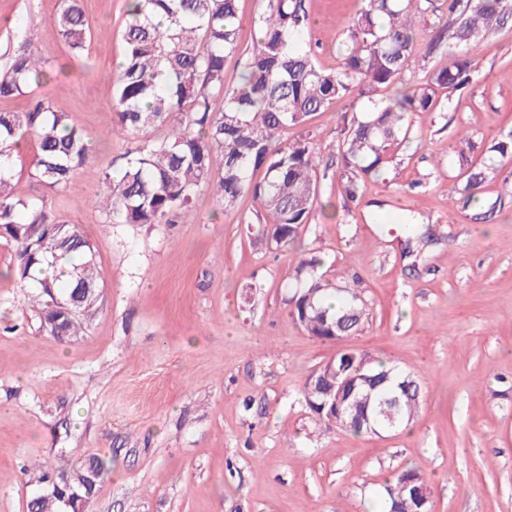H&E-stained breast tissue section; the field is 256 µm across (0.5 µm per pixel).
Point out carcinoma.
Here are the masks:
<instances>
[{
  "label": "carcinoma",
  "mask_w": 512,
  "mask_h": 512,
  "mask_svg": "<svg viewBox=\"0 0 512 512\" xmlns=\"http://www.w3.org/2000/svg\"><path fill=\"white\" fill-rule=\"evenodd\" d=\"M51 23L72 51L71 60L81 61L91 28L79 0H62ZM241 23L237 0L128 3L123 58L108 74L112 133L137 136L139 144L118 175L98 177L94 197L113 223L173 224L202 189L226 208L249 193L264 214L270 248L295 247L319 196L320 148L309 132L284 146L280 133L306 127L314 115L342 101L364 102L362 112L336 113L337 189L351 202L360 200L365 182L381 177L389 156L415 140L408 114L437 111L438 88L451 93L476 81L475 52L489 35L512 25V0H361L337 44L340 62L332 70L299 46L310 27L305 0H272L261 20L263 37L238 83L229 87L224 67L238 51ZM422 25L434 32L426 53L448 50V66L427 70L410 85L405 73L416 57ZM45 78V61L26 44L0 70V99L26 94ZM386 88L396 94L384 101L378 92ZM27 135L37 148L31 178L44 189L34 198L15 195L11 185L15 147ZM90 152L86 132L48 99H33L23 112H0V237L17 246L16 274L36 283L52 302L46 327L69 337L81 334V317L66 313L63 304L78 296L82 313L90 312L98 294L82 289L98 287V280L92 247L75 227L61 224L51 194L87 167ZM260 169L264 177L256 181ZM322 265L319 252H297L286 299L290 314L318 340L355 335L365 322L364 302L349 283L330 287L319 273ZM333 363L338 371L376 380L362 413H334L307 381L301 395L320 422L356 437L372 433L367 420L381 417L380 402L413 380L387 358L368 353L340 351ZM419 409V395L402 398L397 427L412 424ZM91 467L99 478L77 484ZM52 473L71 477L89 503L107 464L92 455L87 463L31 473L29 482L41 490L28 501V512H60L58 498L46 488ZM425 488L424 477L412 468L394 473L384 486L386 512H428Z\"/></svg>",
  "instance_id": "carcinoma-1"
}]
</instances>
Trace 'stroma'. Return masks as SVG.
Returning <instances> with one entry per match:
<instances>
[{
  "mask_svg": "<svg viewBox=\"0 0 512 512\" xmlns=\"http://www.w3.org/2000/svg\"><path fill=\"white\" fill-rule=\"evenodd\" d=\"M270 0H238L235 85ZM59 0H0V67L30 43L61 72L38 89L88 134L89 167L54 195L95 257L100 293L80 336L44 327L40 289L15 274L0 238V512H26L27 472L95 455L110 470L88 512H381L378 491L405 467L428 481L434 512H512V28L476 57L480 81L439 90L414 112L421 142L400 149L358 202L337 190L330 114L317 115L320 196L300 236L334 285L355 281L363 330L308 336L284 299L288 253L270 251L259 207L231 208L209 190L175 224H113L92 202L98 173L116 171L132 139L111 134L106 74L123 52L127 0H83L87 71L50 19ZM305 42L336 68L337 39L360 0H307ZM485 167L480 202L464 206L468 170ZM430 225L406 248L396 219ZM393 360L421 385L410 428L356 437L306 408V377L339 350Z\"/></svg>",
  "mask_w": 512,
  "mask_h": 512,
  "instance_id": "stroma-1",
  "label": "stroma"
}]
</instances>
